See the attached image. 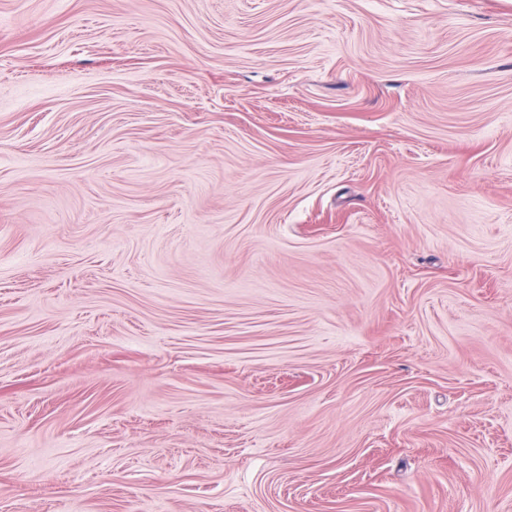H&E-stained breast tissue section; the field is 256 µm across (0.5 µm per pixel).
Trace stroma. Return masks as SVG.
<instances>
[{
    "label": "stroma",
    "mask_w": 512,
    "mask_h": 512,
    "mask_svg": "<svg viewBox=\"0 0 512 512\" xmlns=\"http://www.w3.org/2000/svg\"><path fill=\"white\" fill-rule=\"evenodd\" d=\"M0 512H512V0H0Z\"/></svg>",
    "instance_id": "stroma-1"
}]
</instances>
